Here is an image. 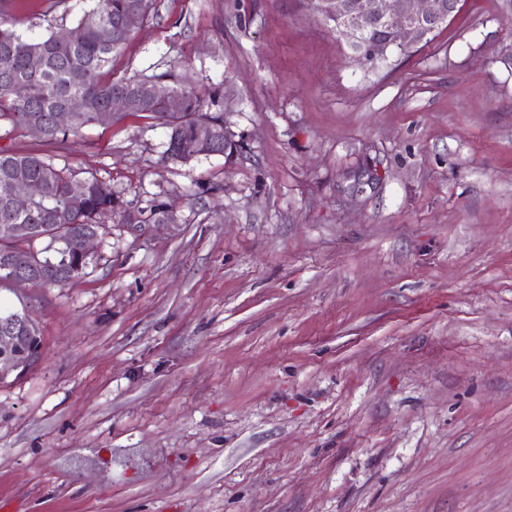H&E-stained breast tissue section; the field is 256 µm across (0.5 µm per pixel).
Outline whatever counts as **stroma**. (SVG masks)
I'll list each match as a JSON object with an SVG mask.
<instances>
[{"mask_svg": "<svg viewBox=\"0 0 512 512\" xmlns=\"http://www.w3.org/2000/svg\"><path fill=\"white\" fill-rule=\"evenodd\" d=\"M91 0H11L29 36ZM112 78L214 94L246 151L127 115L0 146L96 177L82 276L11 285L17 512H512V0L365 71L310 0H153ZM36 327L29 310L20 313V317H4L0 321V351L2 357L10 353L25 336H18L31 332Z\"/></svg>", "mask_w": 512, "mask_h": 512, "instance_id": "35a3bbf8", "label": "stroma"}]
</instances>
